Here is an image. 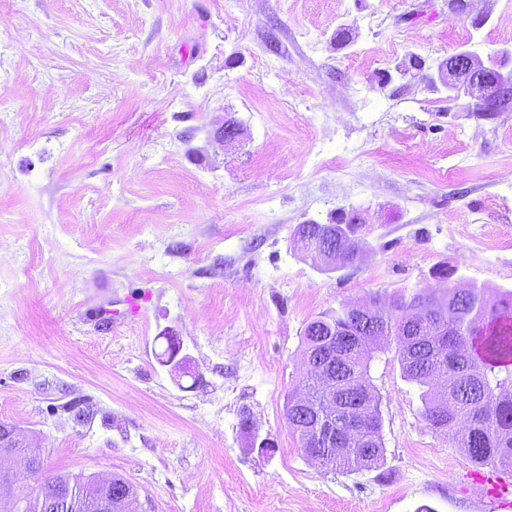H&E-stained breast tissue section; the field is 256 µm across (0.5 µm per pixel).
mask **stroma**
I'll use <instances>...</instances> for the list:
<instances>
[{"mask_svg":"<svg viewBox=\"0 0 512 512\" xmlns=\"http://www.w3.org/2000/svg\"><path fill=\"white\" fill-rule=\"evenodd\" d=\"M448 2L0 0V423L39 479L117 473L139 512H480L395 344L370 362L379 466L306 458L284 415L318 316L439 264L512 290V109L438 79L512 45V8ZM353 213L352 265L295 250Z\"/></svg>","mask_w":512,"mask_h":512,"instance_id":"stroma-1","label":"stroma"}]
</instances>
